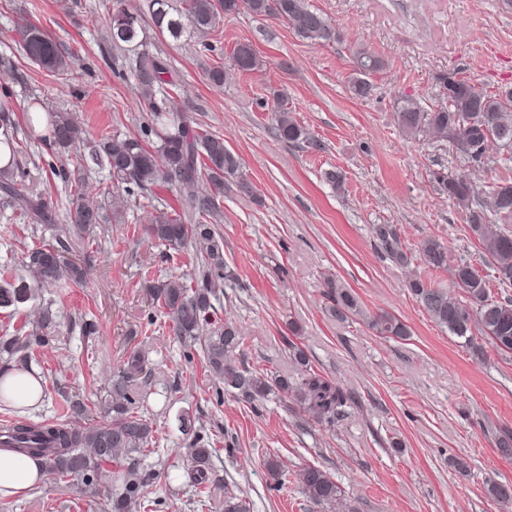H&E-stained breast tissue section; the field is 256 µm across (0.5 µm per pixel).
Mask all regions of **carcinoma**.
<instances>
[{
    "label": "carcinoma",
    "instance_id": "carcinoma-1",
    "mask_svg": "<svg viewBox=\"0 0 512 512\" xmlns=\"http://www.w3.org/2000/svg\"><path fill=\"white\" fill-rule=\"evenodd\" d=\"M147 13L161 33L179 40L187 34H208L216 28L221 16L246 11L254 16L274 15L287 22L295 35L312 44L339 39V32L325 14L310 5L309 0H147ZM142 16L125 8L112 11L108 29L112 46L120 51L133 46L136 53L127 68L135 81L138 95L149 105L150 117L144 135H155L157 145L149 147L139 136H92L79 126L67 112L41 113L36 104L29 107L27 124L30 133L44 124L43 140L60 153L76 152V169L58 171L74 184L71 224L65 234L76 230L87 233L106 223V210L120 214L129 201L137 197L159 201L146 235L165 246L182 248L195 242L201 256L194 275L186 282L178 276L169 277L154 287L156 302L172 322L175 336L181 342L201 344L206 368L214 382L224 385L241 400L250 404L277 390L291 398L301 409L319 422L333 425L352 403V396L313 369L303 348L288 342L294 365L292 375L267 377L234 361L242 345L241 331L232 321L222 325L211 322L213 300L224 288L223 242L210 224L223 215L224 187L234 183L244 194L252 189L241 173L239 157L224 144V138L193 128L178 112L168 107L171 95L165 91L167 68L164 61L151 52L140 39ZM24 57L56 76L71 74L69 55L46 31L29 25L19 32ZM260 60L249 44L234 48L230 67L237 72L258 68ZM384 62L366 49L356 52V76L350 79V92L365 98L372 91L367 75L382 70ZM439 101L424 106L422 100L404 96L397 101L395 122L400 133L414 140L430 134L437 142L463 141L474 147L465 159L481 167L486 148L495 143L499 161L507 168L512 163V87L491 92L456 72L438 77ZM10 101L0 102V143L8 148L10 159L0 167V198L24 212L36 224L56 223L54 206L46 197L28 192L17 168L20 146L13 137L15 122L8 112ZM271 118L280 139L289 143H308L318 147L309 131L294 116L277 93L271 105ZM91 168L108 170L114 194L107 202L90 201L84 197V173ZM439 191L467 216L470 231L477 239L481 253L495 272L500 288H512V181L497 179L482 187L462 174L445 171L433 173ZM212 190L197 191L202 181ZM167 190L175 197L170 204L160 196ZM498 222L499 229L490 225ZM376 237L400 261L406 257L392 246L393 230L386 224L375 227ZM73 245L63 239L28 251L25 268L35 284L55 286L61 281L86 283L89 265L66 259ZM424 263L433 269L448 267V248L435 239L420 246ZM455 287L466 294L462 300L443 288L433 287L419 279L408 282L409 293L437 325L466 341L478 331L497 350L512 354V299H497L489 293V282L478 270L463 262L453 268ZM330 312L340 318L364 316L354 293L338 280H327ZM54 323L45 309L37 327L25 336L0 338V354L16 359L21 369L28 368V353L44 341L43 331ZM373 329L382 336L403 339L410 335L405 324L389 314L371 320ZM145 355L131 353L124 368L112 378V405L108 419L88 426L75 427L63 422L41 425L14 421L0 428V447L16 448L24 456L43 461L45 471L68 481L81 478L90 483L112 474V496L107 512H130L137 503L148 507L147 487L156 473L145 470L138 456L151 452L149 445L155 432L154 420L136 406L137 386L147 383L151 372L146 370ZM185 436L189 468L187 476L200 492L208 490V476L214 449L199 434L185 414L178 415ZM299 486L309 500L322 512H355L346 501L342 488L324 469L303 465L298 473ZM489 496L498 502L512 501V483H488ZM247 502L234 491L224 492V512H248Z\"/></svg>",
    "mask_w": 512,
    "mask_h": 512
}]
</instances>
